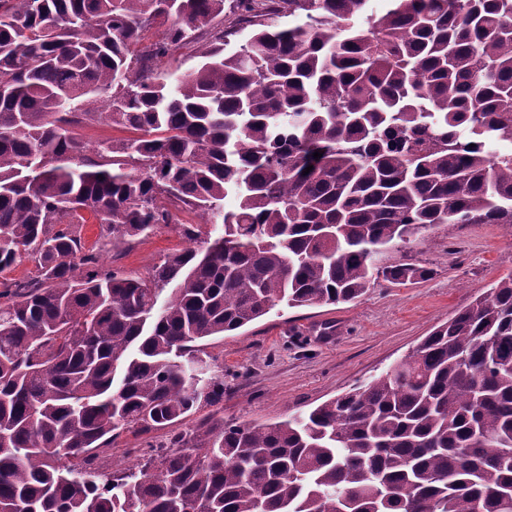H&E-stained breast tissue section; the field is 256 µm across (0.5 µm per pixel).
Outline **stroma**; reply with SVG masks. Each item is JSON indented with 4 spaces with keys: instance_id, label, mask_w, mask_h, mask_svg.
Listing matches in <instances>:
<instances>
[{
    "instance_id": "35a3bbf8",
    "label": "stroma",
    "mask_w": 512,
    "mask_h": 512,
    "mask_svg": "<svg viewBox=\"0 0 512 512\" xmlns=\"http://www.w3.org/2000/svg\"><path fill=\"white\" fill-rule=\"evenodd\" d=\"M186 242L178 225H160L129 246L109 250L106 264L146 275ZM381 264L430 269L421 282H375L361 298L336 305L290 308L209 339L205 350L224 374V396L175 423L178 431L221 420L249 426L276 423L363 385L403 359L437 326L512 273V224H443L421 231ZM167 430L123 434L100 453L107 471L134 465L147 444H163Z\"/></svg>"
}]
</instances>
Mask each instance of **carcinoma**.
I'll list each match as a JSON object with an SVG mask.
<instances>
[{
	"label": "carcinoma",
	"mask_w": 512,
	"mask_h": 512,
	"mask_svg": "<svg viewBox=\"0 0 512 512\" xmlns=\"http://www.w3.org/2000/svg\"><path fill=\"white\" fill-rule=\"evenodd\" d=\"M224 2L0 0V512H512V274L305 416L94 464L224 397L200 342L427 278L373 259L422 229L512 224V0H236L213 33ZM102 116L132 136L88 155ZM176 211L223 232L102 262ZM198 44L187 43L183 45L174 55L164 60L161 65L163 73H175L179 75L199 64L201 58L197 57Z\"/></svg>",
	"instance_id": "carcinoma-1"
}]
</instances>
